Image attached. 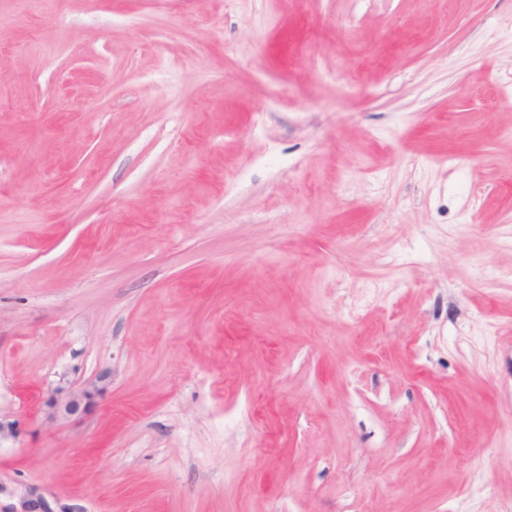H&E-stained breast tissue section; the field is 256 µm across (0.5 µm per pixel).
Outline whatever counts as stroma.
Returning <instances> with one entry per match:
<instances>
[{"label":"stroma","mask_w":512,"mask_h":512,"mask_svg":"<svg viewBox=\"0 0 512 512\" xmlns=\"http://www.w3.org/2000/svg\"><path fill=\"white\" fill-rule=\"evenodd\" d=\"M0 417L88 512H512V0H0ZM108 387V375L102 374L93 381H89L81 389L70 391L63 395V391H56L47 396L44 405L54 414L65 418L80 417L86 413L88 407L103 396Z\"/></svg>","instance_id":"1"}]
</instances>
